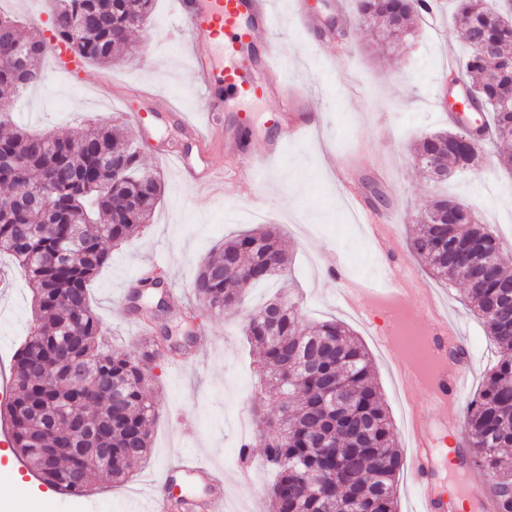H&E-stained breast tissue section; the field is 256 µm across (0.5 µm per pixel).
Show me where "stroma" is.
Wrapping results in <instances>:
<instances>
[{
    "label": "stroma",
    "instance_id": "1",
    "mask_svg": "<svg viewBox=\"0 0 512 512\" xmlns=\"http://www.w3.org/2000/svg\"><path fill=\"white\" fill-rule=\"evenodd\" d=\"M340 0H305L315 27L283 33L288 75L309 97L313 126L288 142L265 181L244 189L232 170L233 157L216 150L212 161L224 169L222 196L202 205L196 189L174 173L167 153L176 149L196 158L193 140L175 116L149 111L131 90L166 94L187 112L197 111L200 96L193 85L189 53L158 47L156 37L176 23L174 0H156L151 20L135 31L126 55L108 66L91 64L71 78L53 76L28 90L15 104L18 122L28 130L78 137L86 118L118 121L132 128L146 167L161 173L164 193L150 224L138 237L112 248L108 263L89 285L90 303L100 319L107 349L133 358L152 350L125 321L130 313L133 273L159 259L166 263L170 300L168 329L184 323V310H194L195 333L206 339L204 359L196 365L171 354L158 360L150 398L156 408L149 455L136 463L127 480L96 487L91 494L54 493V512H130L151 481L159 479L171 454L191 453L223 470L224 512H268L265 492L273 475L261 446H253L245 466L233 465L243 438L239 421L251 420L254 409L274 415L276 404L261 390L253 355L241 328L246 314L279 292L298 300L313 320L344 322L360 338L372 362L376 381L395 427L410 411L422 418L431 412L422 389L401 388L398 364L408 353L395 342H382L390 328L379 287L382 270L373 260L377 237L394 241L393 285L403 289V310L419 330H427L435 314L452 319L470 355L468 393L479 389L496 359L482 325L461 302V286L440 284L409 249L408 237L438 193L466 203L477 223L489 225L500 243L501 259L512 269V172L485 151L473 168L451 173L447 186H437L413 162V146L422 136L450 129L433 103L440 91L438 75L446 57L464 64L468 49L456 25L452 0H445L438 23L417 20L414 36L388 45L380 24L361 23L356 0L344 1L351 22L334 39L335 61L317 51L320 29L335 25ZM225 134L235 135L248 152L262 150L276 131L269 122L275 103L223 95ZM141 114L138 126L128 116ZM347 168L380 222L378 230L353 222L333 169ZM275 226L288 252L287 271L273 282L252 288L236 311L219 313L195 297L193 283L201 262L229 236ZM344 266L348 279L334 278ZM31 293L21 276L0 295V369L26 332ZM12 450L0 451V512H22L16 483L28 482Z\"/></svg>",
    "mask_w": 512,
    "mask_h": 512
}]
</instances>
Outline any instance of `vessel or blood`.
I'll use <instances>...</instances> for the list:
<instances>
[{"label": "vessel or blood", "mask_w": 512, "mask_h": 512, "mask_svg": "<svg viewBox=\"0 0 512 512\" xmlns=\"http://www.w3.org/2000/svg\"><path fill=\"white\" fill-rule=\"evenodd\" d=\"M276 0H176V12L195 36L208 44L207 49L192 54L191 71L195 85L204 99V111H221L220 101L212 99L215 85L241 98L273 99L277 107L272 122L287 130L294 138L308 125V106L303 99L287 93L288 75L284 66V43L275 26ZM31 30L45 45V57L50 70L70 76L84 71V61L75 58L66 44L48 28L43 14L34 12ZM261 70L264 81H256L252 73ZM184 131L197 147V163L183 155L173 161L181 181L198 188L220 192L224 173L209 160L211 133L205 132L188 118H181ZM282 149V140L267 143L263 153L242 158L240 165L252 178L264 176L269 163ZM432 359L429 370L412 364L399 367L403 386H419L426 390L431 405L444 418L456 415L455 404L467 382V359L457 356L460 343L452 333L447 319L440 318L426 336ZM407 446L411 454V469L416 491L414 512H448L449 498L439 492L432 481L437 450L428 434V427L419 416H411L407 430ZM191 479L206 492L210 512H221L224 503V473L196 457L175 455L161 478L152 484L149 498L154 512H168L167 492L176 476Z\"/></svg>", "instance_id": "obj_1"}]
</instances>
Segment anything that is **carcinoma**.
I'll list each match as a JSON object with an SVG mask.
<instances>
[{
    "instance_id": "1",
    "label": "carcinoma",
    "mask_w": 512,
    "mask_h": 512,
    "mask_svg": "<svg viewBox=\"0 0 512 512\" xmlns=\"http://www.w3.org/2000/svg\"><path fill=\"white\" fill-rule=\"evenodd\" d=\"M155 0H52V30L77 57L106 65L153 13ZM424 0H358L366 22L381 19L393 43L409 34ZM8 33L0 39V92L19 95L39 85L35 61L43 45L20 22L0 14ZM455 22L464 38L490 43L493 51L470 52L465 70L476 78L478 108L491 112L503 164H512V0H456ZM77 39H70L74 29ZM462 146L443 130L419 139L415 154L439 158L441 169L459 162ZM124 176L111 188L113 172ZM53 186L41 198L40 189ZM0 254L10 255L32 290L33 326L11 360V395L0 404V426L15 454L39 481L66 494H85L91 482L119 483L129 467L147 457L156 418L145 391L147 365L102 345V326L90 304L88 283L110 259L105 244L118 246L149 223L163 195L159 173L146 170L132 134L91 124L77 138L34 135L16 124L10 104L0 102ZM454 224L416 225L410 249L433 276L452 286L464 282L471 303L499 359L481 389L467 402L466 455L490 483L495 512H512V272L499 259L500 244L488 227L470 220L463 203ZM32 227L23 245L19 226ZM258 248H253V244ZM288 256L276 231L243 232L204 262L194 281L197 296L218 312L239 305L246 289L285 269ZM245 336L258 357L264 389L277 402L286 434L266 436L269 512H397L394 485L404 461L396 448L388 408L374 379L369 353L344 324L311 323L281 297L247 316ZM333 389L346 396L325 404ZM112 402H107V394ZM95 436L85 448L112 449L106 468L89 469L74 456L47 465L44 442L65 448L79 437L72 413Z\"/></svg>"
}]
</instances>
